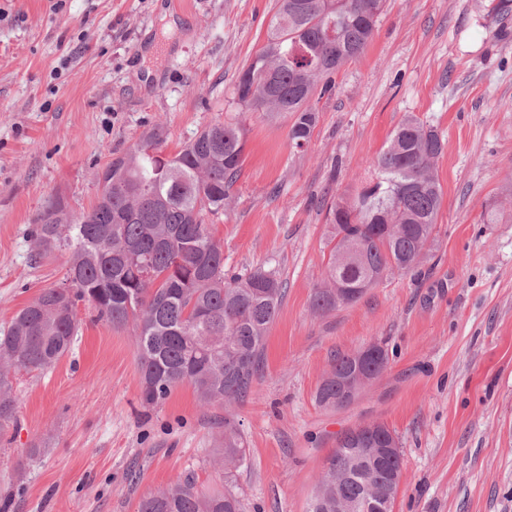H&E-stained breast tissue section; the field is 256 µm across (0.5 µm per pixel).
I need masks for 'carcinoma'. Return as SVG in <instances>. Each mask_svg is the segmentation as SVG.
Instances as JSON below:
<instances>
[{
    "label": "carcinoma",
    "instance_id": "obj_1",
    "mask_svg": "<svg viewBox=\"0 0 512 512\" xmlns=\"http://www.w3.org/2000/svg\"><path fill=\"white\" fill-rule=\"evenodd\" d=\"M386 0H276L268 38L234 89L237 112L290 119L288 137L303 147L318 113L315 99L335 86L336 74L357 60L372 39ZM163 127L154 128L102 169L96 203L75 211L62 200L38 215L35 258L69 252L65 282L44 288L11 320L0 338V434L15 420L11 374L44 373L71 348L77 303L92 305L111 325L131 327L141 403L164 401L184 383L202 405L237 404L250 394L263 365L265 340L286 288L278 273L258 267L224 272V245L205 215L231 207L243 163L242 120L201 130L174 155L163 154ZM439 133L410 114L368 163L352 193L329 207V261L311 295V311L326 315L357 303L391 271L418 268L434 240L443 199L435 165ZM388 365L377 343L336 355L317 393L336 407V377ZM359 425L339 437L321 474L319 512L364 498L357 471L366 466L381 483L386 468L360 464L348 449L366 435ZM240 429L224 422L215 448L222 467L217 486L192 478L144 495L138 512H241L234 471L247 461Z\"/></svg>",
    "mask_w": 512,
    "mask_h": 512
}]
</instances>
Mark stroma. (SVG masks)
<instances>
[{"label": "stroma", "mask_w": 512, "mask_h": 512, "mask_svg": "<svg viewBox=\"0 0 512 512\" xmlns=\"http://www.w3.org/2000/svg\"><path fill=\"white\" fill-rule=\"evenodd\" d=\"M183 1L0 0V331L66 277L67 251L33 257L50 201L90 206L113 152L155 125L172 155L232 114L275 0ZM496 2L387 0L361 58L316 101L304 148L286 120H244L234 204L207 221L227 273L263 265L286 284L250 395L228 414L183 384L143 407L129 330L79 303L71 351L13 380L18 423L0 437L8 512H137L177 479L210 486L224 416L249 448L243 512H307L337 437L372 422L403 454L394 512H512V12ZM408 114L445 142L435 242L416 272L313 315L328 208ZM372 342L385 371L348 406H319L332 358Z\"/></svg>", "instance_id": "1"}]
</instances>
